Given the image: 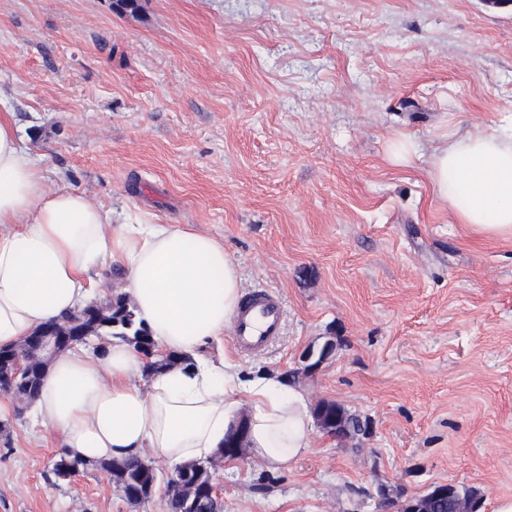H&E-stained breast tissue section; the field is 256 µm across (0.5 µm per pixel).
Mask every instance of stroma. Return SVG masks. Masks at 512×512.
<instances>
[{"label": "stroma", "instance_id": "35a3bbf8", "mask_svg": "<svg viewBox=\"0 0 512 512\" xmlns=\"http://www.w3.org/2000/svg\"><path fill=\"white\" fill-rule=\"evenodd\" d=\"M505 112L512 7L485 0H0V115L49 179L113 224L222 240L284 321L264 353L212 352L372 423L360 443L313 428L277 470L213 458L224 512H396L382 484L512 496V239L472 235L428 177L444 135ZM5 424L0 512H168L152 449L135 507L99 469L55 483L64 447L30 411Z\"/></svg>", "mask_w": 512, "mask_h": 512}]
</instances>
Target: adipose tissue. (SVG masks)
<instances>
[{
  "label": "adipose tissue",
  "mask_w": 512,
  "mask_h": 512,
  "mask_svg": "<svg viewBox=\"0 0 512 512\" xmlns=\"http://www.w3.org/2000/svg\"><path fill=\"white\" fill-rule=\"evenodd\" d=\"M433 194L484 237H512V113L489 131L446 135L428 170ZM77 191L55 185L0 117V346L19 343L93 295V271L117 267L157 346L178 364L147 374L146 358L115 341L81 347L45 373L34 417L86 462L153 449L168 464L214 456L245 424L254 458L279 469L308 446L311 416L280 377L243 375L206 346L223 336L242 277L216 237L179 224H122Z\"/></svg>",
  "instance_id": "1"
}]
</instances>
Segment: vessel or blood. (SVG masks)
I'll return each instance as SVG.
<instances>
[{"label": "vessel or blood", "instance_id": "b4317fda", "mask_svg": "<svg viewBox=\"0 0 512 512\" xmlns=\"http://www.w3.org/2000/svg\"><path fill=\"white\" fill-rule=\"evenodd\" d=\"M284 309L280 297L272 290L249 291L233 320L235 342L242 353L264 352L282 331Z\"/></svg>", "mask_w": 512, "mask_h": 512}]
</instances>
